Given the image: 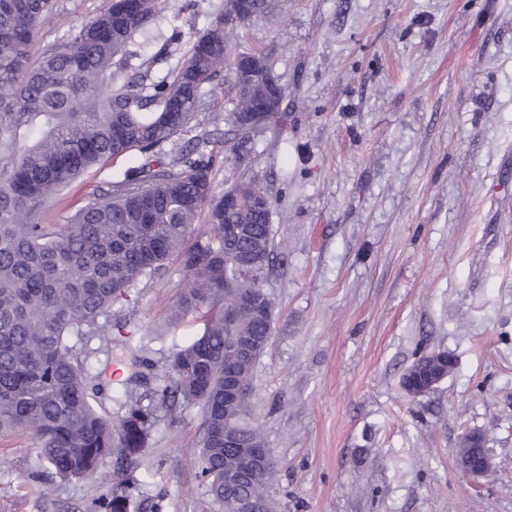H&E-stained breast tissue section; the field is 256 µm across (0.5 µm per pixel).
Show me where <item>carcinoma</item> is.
Instances as JSON below:
<instances>
[{
	"label": "carcinoma",
	"instance_id": "obj_1",
	"mask_svg": "<svg viewBox=\"0 0 512 512\" xmlns=\"http://www.w3.org/2000/svg\"><path fill=\"white\" fill-rule=\"evenodd\" d=\"M55 0H0V431L30 434L42 460L62 481L99 473L114 459L106 512H129L134 469L160 415L201 409L200 477L224 512L241 498L278 512V463L234 485L224 474L240 469L224 431L243 448L267 442L253 409V373L266 350L241 358L228 337H263L260 310L276 312L264 289L275 249L270 194L250 182L227 188L239 204L224 209L213 192L209 139L201 136L167 157L164 147L188 128L203 106L204 88L229 61L228 30L217 17L194 35L184 60L163 78H149L154 58L139 64L130 50L157 13L158 0L112 24V7L33 57L35 38ZM227 116L242 128V114L265 95L256 80L233 84ZM136 153L140 162L80 208L69 224H46L45 211L77 178L110 159ZM209 230L195 233L200 215ZM245 224L237 247L259 265L224 260V225ZM179 262L186 285L173 315L200 313L203 328L167 358L168 376L141 393L111 389L114 415L100 411L101 387L92 384L100 353L122 331V308L142 281ZM233 326L224 307L239 297ZM97 338L101 347L88 348ZM455 358L423 354L402 376L412 399L430 391L425 377L445 378ZM236 370L243 393L224 403V369Z\"/></svg>",
	"mask_w": 512,
	"mask_h": 512
}]
</instances>
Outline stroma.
Returning <instances> with one entry per match:
<instances>
[{
	"label": "stroma",
	"instance_id": "35a3bbf8",
	"mask_svg": "<svg viewBox=\"0 0 512 512\" xmlns=\"http://www.w3.org/2000/svg\"><path fill=\"white\" fill-rule=\"evenodd\" d=\"M110 0H56L36 48ZM225 0H162L136 37L156 52L192 35ZM234 52L271 55L287 120L242 131L229 75L167 147L208 135L215 194L271 190L288 262L265 289L279 316L254 375L255 413L279 462L281 512H512V0H270ZM86 173L52 224L137 165ZM186 277L170 262L135 288L102 383L155 385L198 315L171 322ZM457 361L406 396L415 358ZM199 409L161 418L136 469L129 512H224L199 476ZM484 433L492 473L464 478L462 437ZM111 475L62 482L30 436L0 433V512H98Z\"/></svg>",
	"mask_w": 512,
	"mask_h": 512
}]
</instances>
